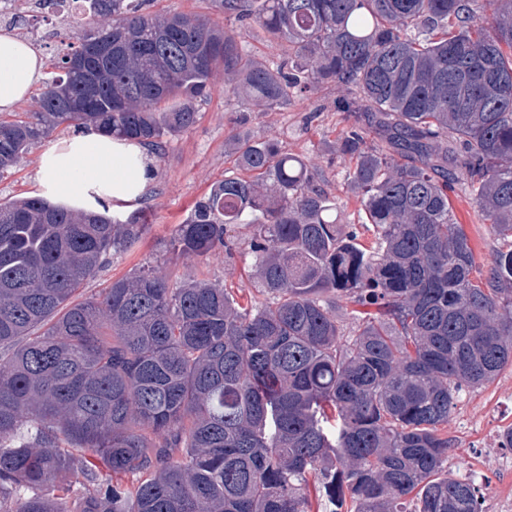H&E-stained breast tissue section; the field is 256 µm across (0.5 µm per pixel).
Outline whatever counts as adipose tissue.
<instances>
[{
  "instance_id": "adipose-tissue-1",
  "label": "adipose tissue",
  "mask_w": 512,
  "mask_h": 512,
  "mask_svg": "<svg viewBox=\"0 0 512 512\" xmlns=\"http://www.w3.org/2000/svg\"><path fill=\"white\" fill-rule=\"evenodd\" d=\"M30 44L0 32V112L12 111L42 77ZM149 181L147 160L133 141L88 127L45 149L38 162L40 196L87 211L138 199Z\"/></svg>"
}]
</instances>
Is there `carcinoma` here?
Masks as SVG:
<instances>
[{"mask_svg":"<svg viewBox=\"0 0 512 512\" xmlns=\"http://www.w3.org/2000/svg\"><path fill=\"white\" fill-rule=\"evenodd\" d=\"M147 2L82 0L36 111L0 117V177L61 124L160 152L220 68L270 107L339 84L356 96L336 153L372 239L302 158L246 139L169 252L245 226L267 301L143 267L75 302L143 211L0 203V512H312V491L317 512H481L440 427L512 364V247L485 264L448 190L465 180L512 244V0H214L224 26ZM253 23L287 63L248 53Z\"/></svg>","mask_w":512,"mask_h":512,"instance_id":"carcinoma-1","label":"carcinoma"}]
</instances>
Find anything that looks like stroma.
<instances>
[{
	"mask_svg": "<svg viewBox=\"0 0 512 512\" xmlns=\"http://www.w3.org/2000/svg\"><path fill=\"white\" fill-rule=\"evenodd\" d=\"M352 95L348 87L331 85L291 96L285 106L267 108L225 91L224 75L216 73L208 94L196 103L195 125L167 138L162 156L150 159L154 174L141 197L148 212L139 241L130 250L108 255L97 274L81 285L78 299L99 295L112 280L143 267L159 268L173 284L194 279L254 291L257 283L248 273L255 256L243 234H236L233 255L228 259L217 253L174 261L168 253L177 225L211 185L232 170L234 148L243 136L277 138L282 151L300 156L323 174V187L342 206L346 223L359 224L360 205L345 178L347 163L335 151L345 125L336 104ZM73 133L72 127L62 125L33 145L19 166L0 177V202L35 196L40 153ZM450 199L456 218L480 256L489 259L502 250L490 225L479 219L463 183H456ZM510 429L512 364L492 383L463 391L444 428L453 442L448 473L477 485L483 512H512V455L500 446L503 433Z\"/></svg>",
	"mask_w": 512,
	"mask_h": 512,
	"instance_id": "35a3bbf8",
	"label": "stroma"
}]
</instances>
